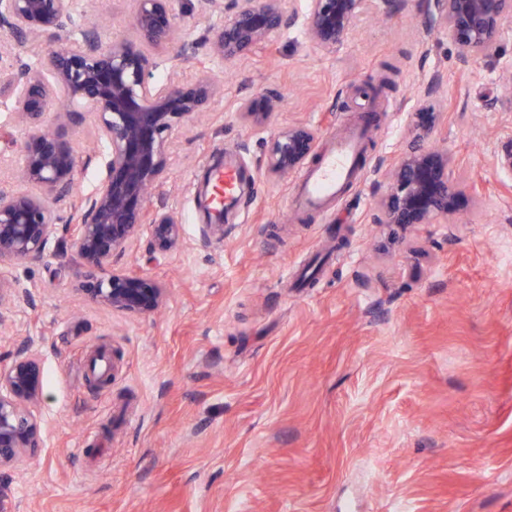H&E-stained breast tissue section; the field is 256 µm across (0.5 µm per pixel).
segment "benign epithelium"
I'll list each match as a JSON object with an SVG mask.
<instances>
[{
  "label": "benign epithelium",
  "mask_w": 512,
  "mask_h": 512,
  "mask_svg": "<svg viewBox=\"0 0 512 512\" xmlns=\"http://www.w3.org/2000/svg\"><path fill=\"white\" fill-rule=\"evenodd\" d=\"M172 0H135L132 26L138 44L104 42L89 26L75 37L73 0H0V32L21 41L52 35L55 46L37 68L0 65V97L11 100L18 121L30 129L15 179L29 190H0V266L40 256L61 216L55 204L72 191L78 156L58 133L44 130L53 121L62 127L81 102L105 145L104 169L96 192L81 200L72 228L76 261L83 270L81 291L114 312L139 315L162 309L168 290L139 273L109 271L112 257L126 250L143 227L163 250L181 244L177 215L147 207V193L166 183L169 138L183 121L206 110L224 93L208 70L189 82L153 81L150 50L179 42ZM210 11L225 12L224 27L208 39L210 53L235 59L265 43L295 18V0H202ZM367 0H307L305 25L310 40L331 52L358 26ZM430 23L442 29L464 57L491 56L501 35L512 29V0H427ZM280 100L248 98L237 114L245 126L265 124ZM444 113L430 103L413 113L414 136L399 157L379 162L374 182L388 184L377 199V223L431 224L477 197L475 185H459L448 152L424 144ZM321 130L297 122L271 140L264 160L273 179L289 176L317 154ZM18 283L0 278V321L17 294ZM43 371L38 349L28 342L9 362L0 364V469L22 467L43 447L36 409L43 399Z\"/></svg>",
  "instance_id": "benign-epithelium-1"
}]
</instances>
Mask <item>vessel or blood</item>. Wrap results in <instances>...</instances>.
<instances>
[{
    "label": "vessel or blood",
    "mask_w": 512,
    "mask_h": 512,
    "mask_svg": "<svg viewBox=\"0 0 512 512\" xmlns=\"http://www.w3.org/2000/svg\"><path fill=\"white\" fill-rule=\"evenodd\" d=\"M362 133L339 140L313 169L307 170L296 192L297 202L308 209H320L343 191L356 173L362 155ZM215 200L225 203L239 192L241 172L233 163H225L214 176Z\"/></svg>",
    "instance_id": "b4317fda"
}]
</instances>
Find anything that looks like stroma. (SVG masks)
<instances>
[{"label": "stroma", "mask_w": 512, "mask_h": 512, "mask_svg": "<svg viewBox=\"0 0 512 512\" xmlns=\"http://www.w3.org/2000/svg\"><path fill=\"white\" fill-rule=\"evenodd\" d=\"M424 2L371 0L327 54L296 0L291 24L224 60L208 48L223 13L173 0L187 47L157 50L154 78L206 67L224 94L174 135L170 178L149 198L178 216L181 247L144 231L112 259L169 288L160 313L116 314L80 291L64 221L94 192L104 147L62 127L80 159L63 221L41 256L0 268L29 291L0 320V362L34 341L45 393L44 444L0 471V512H512V31L496 58H465ZM89 12L101 40L135 41L132 0H76V27ZM429 82L446 114L432 140L481 198L431 224L375 223L368 172L406 148ZM261 94L282 105L246 127L237 104ZM296 122L326 145L367 129L364 163L322 213L295 206L299 174L262 169ZM26 136L0 100V188ZM226 154L254 187L219 238L201 194ZM97 351L114 366L101 388Z\"/></svg>", "instance_id": "obj_1"}]
</instances>
